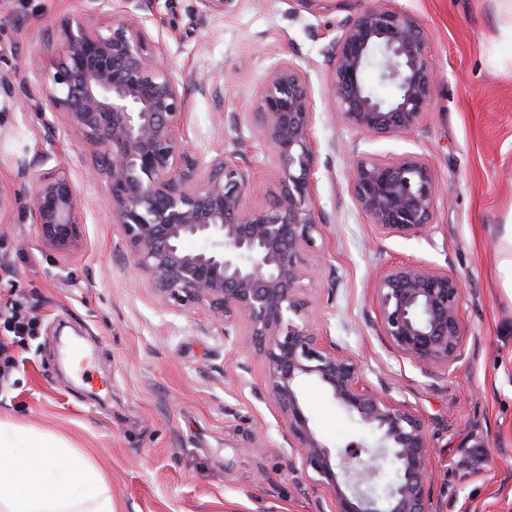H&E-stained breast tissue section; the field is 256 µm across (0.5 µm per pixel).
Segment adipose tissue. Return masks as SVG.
Returning <instances> with one entry per match:
<instances>
[{"label":"adipose tissue","mask_w":512,"mask_h":512,"mask_svg":"<svg viewBox=\"0 0 512 512\" xmlns=\"http://www.w3.org/2000/svg\"><path fill=\"white\" fill-rule=\"evenodd\" d=\"M56 440L0 417V512H114L98 474L64 464Z\"/></svg>","instance_id":"ef3b65f1"}]
</instances>
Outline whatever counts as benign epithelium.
Returning <instances> with one entry per match:
<instances>
[{"mask_svg": "<svg viewBox=\"0 0 512 512\" xmlns=\"http://www.w3.org/2000/svg\"><path fill=\"white\" fill-rule=\"evenodd\" d=\"M100 26L91 17L110 0H86L42 45L53 67L45 99L86 141L104 147L96 172L119 242L159 300L203 309L224 322V337L245 323L265 358L264 391L284 422L300 465L329 495L330 512H429L433 472L423 419L366 384L359 363L317 330L302 282L307 251L321 231L315 203L317 120L303 74L289 61L269 70L249 118L274 152L280 177L259 206L246 203L247 150L208 162L184 145L187 99L158 62L156 45L136 12L147 0ZM419 19L375 0L339 23L331 45V90L342 119L381 136L413 132L428 112L435 77L426 62ZM376 67L397 88L384 100L364 81ZM29 216L43 244L64 253L82 236L83 206L71 178L52 167L32 179ZM355 205L386 237L428 232L439 199L433 171L420 155L386 163L358 155L350 172ZM193 240L197 246L185 247ZM380 328L391 346L420 366L451 370L465 356L462 287L445 272L396 265L376 281ZM320 383L366 436L336 451L312 427L299 384ZM389 461L394 477L378 489L372 461Z\"/></svg>", "mask_w": 512, "mask_h": 512, "instance_id": "benign-epithelium-1", "label": "benign epithelium"}]
</instances>
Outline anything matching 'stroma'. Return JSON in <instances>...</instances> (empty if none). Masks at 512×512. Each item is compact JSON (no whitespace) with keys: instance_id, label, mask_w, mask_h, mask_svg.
I'll list each match as a JSON object with an SVG mask.
<instances>
[{"instance_id":"stroma-1","label":"stroma","mask_w":512,"mask_h":512,"mask_svg":"<svg viewBox=\"0 0 512 512\" xmlns=\"http://www.w3.org/2000/svg\"><path fill=\"white\" fill-rule=\"evenodd\" d=\"M372 0H235L221 14L200 0H151L147 26L162 65L183 83L191 153L210 160L230 139L248 145V205L265 202L279 168L260 132L228 118L252 111L270 68L285 59L305 76L317 121L316 202L323 226L303 282L316 325L361 365L372 388L420 415L432 448L431 512H512V297L498 280L496 237L512 217V13L503 0H386L414 14L436 77L428 113L409 135L347 125L327 88L340 21ZM83 0H0V70L14 102L0 108V305L16 300L35 324L14 339L0 380V416L61 440L76 469L93 467L115 512H321L327 495L301 467L285 424L260 397L265 365L250 337L225 339L202 310L165 306L116 248L103 180L89 178L100 149L63 115L35 110L50 69L42 35ZM209 90L200 93L198 79ZM383 162L415 153L441 187L431 232L380 235L350 194L353 152ZM56 167L84 207L79 243L44 247L28 215L32 174ZM414 263L463 288L464 358L423 369L383 336L377 278ZM249 373H242V366ZM302 399L317 434L344 447L363 428L317 382Z\"/></svg>"}]
</instances>
